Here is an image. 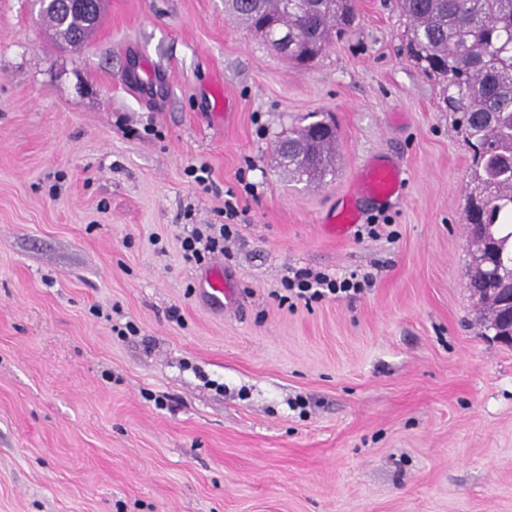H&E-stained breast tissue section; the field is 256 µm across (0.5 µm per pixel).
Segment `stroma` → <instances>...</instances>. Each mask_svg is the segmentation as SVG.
I'll return each mask as SVG.
<instances>
[{"mask_svg":"<svg viewBox=\"0 0 512 512\" xmlns=\"http://www.w3.org/2000/svg\"><path fill=\"white\" fill-rule=\"evenodd\" d=\"M357 2L296 69L224 0H104L72 50L0 0V512H512V347L468 287L472 151L395 0ZM132 63L165 83L127 92ZM314 112L337 132L321 184L276 151ZM372 161L403 164L401 193L359 200L376 233L329 236ZM229 196L223 252L185 262ZM302 268L372 281L285 300Z\"/></svg>","mask_w":512,"mask_h":512,"instance_id":"35a3bbf8","label":"stroma"}]
</instances>
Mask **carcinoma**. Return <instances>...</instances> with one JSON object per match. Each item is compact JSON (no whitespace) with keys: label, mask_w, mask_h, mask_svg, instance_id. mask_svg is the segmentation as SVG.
<instances>
[{"label":"carcinoma","mask_w":512,"mask_h":512,"mask_svg":"<svg viewBox=\"0 0 512 512\" xmlns=\"http://www.w3.org/2000/svg\"><path fill=\"white\" fill-rule=\"evenodd\" d=\"M268 45L298 30L281 55L298 65L318 60L353 22L356 0H226ZM409 22L413 59L443 87L474 149L464 219L473 250L497 243V277L512 279V0H397ZM336 130L315 121L282 147L288 172L307 181L335 173Z\"/></svg>","instance_id":"cac0c4a2"}]
</instances>
